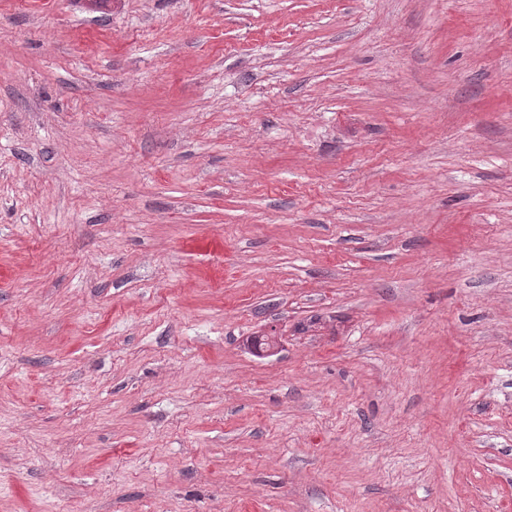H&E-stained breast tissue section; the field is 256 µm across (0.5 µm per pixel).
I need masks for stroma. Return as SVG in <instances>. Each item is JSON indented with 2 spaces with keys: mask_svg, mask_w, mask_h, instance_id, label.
<instances>
[{
  "mask_svg": "<svg viewBox=\"0 0 512 512\" xmlns=\"http://www.w3.org/2000/svg\"><path fill=\"white\" fill-rule=\"evenodd\" d=\"M0 512H512V0H0Z\"/></svg>",
  "mask_w": 512,
  "mask_h": 512,
  "instance_id": "1",
  "label": "stroma"
}]
</instances>
